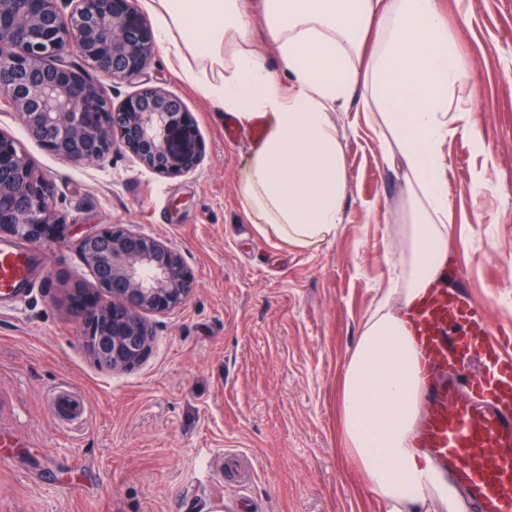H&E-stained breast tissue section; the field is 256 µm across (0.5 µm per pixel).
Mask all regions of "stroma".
<instances>
[{"label": "stroma", "instance_id": "obj_1", "mask_svg": "<svg viewBox=\"0 0 512 512\" xmlns=\"http://www.w3.org/2000/svg\"><path fill=\"white\" fill-rule=\"evenodd\" d=\"M473 71L475 134L449 140L448 280L466 279L494 330L512 333V0H441ZM145 76L179 96L205 144L198 169L164 178L126 151L72 166L0 109V132L52 176L65 230L47 263L0 301V512H388L342 446L337 399L359 330L395 281L404 222L399 163L356 103L336 112L346 163L345 221L318 248L265 240L249 224L239 173L256 142L156 51ZM486 190H477L476 172ZM123 224L176 247L194 290L148 315L144 358L97 363L81 336L76 287L94 278L79 234ZM67 386L79 419L48 396Z\"/></svg>", "mask_w": 512, "mask_h": 512}]
</instances>
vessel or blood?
I'll return each mask as SVG.
<instances>
[{
    "instance_id": "vessel-or-blood-1",
    "label": "vessel or blood",
    "mask_w": 512,
    "mask_h": 512,
    "mask_svg": "<svg viewBox=\"0 0 512 512\" xmlns=\"http://www.w3.org/2000/svg\"><path fill=\"white\" fill-rule=\"evenodd\" d=\"M34 260L0 243V298L24 288ZM405 318L427 374L420 447L463 487L468 512H512V338L494 337L485 304L442 273Z\"/></svg>"
}]
</instances>
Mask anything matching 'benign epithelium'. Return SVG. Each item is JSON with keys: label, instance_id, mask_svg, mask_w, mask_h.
<instances>
[{"label": "benign epithelium", "instance_id": "obj_1", "mask_svg": "<svg viewBox=\"0 0 512 512\" xmlns=\"http://www.w3.org/2000/svg\"><path fill=\"white\" fill-rule=\"evenodd\" d=\"M156 49L133 0H0V102L28 135L73 165L104 163L121 146L165 178L195 171L204 146L176 95L147 83L114 105L100 73L133 83ZM51 177L35 169L0 132V235L30 243L63 228ZM94 277L80 314L83 338L113 369L148 350V313L182 307L193 280L180 252L121 224L83 234L77 243Z\"/></svg>", "mask_w": 512, "mask_h": 512}]
</instances>
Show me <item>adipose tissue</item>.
<instances>
[{
  "mask_svg": "<svg viewBox=\"0 0 512 512\" xmlns=\"http://www.w3.org/2000/svg\"><path fill=\"white\" fill-rule=\"evenodd\" d=\"M249 4L143 0L176 76L240 122L263 120L265 135L238 184L262 236L308 248L343 223L339 103L358 100L366 119L387 130L383 157L404 166L397 285L411 303L448 261L444 147L470 129L467 103L455 92L473 73L450 48L439 0H261L260 46ZM422 393L405 319L378 308L345 367L342 442L391 512H419L432 498L445 512H462L455 486L416 444Z\"/></svg>",
  "mask_w": 512,
  "mask_h": 512,
  "instance_id": "obj_1",
  "label": "adipose tissue"
}]
</instances>
